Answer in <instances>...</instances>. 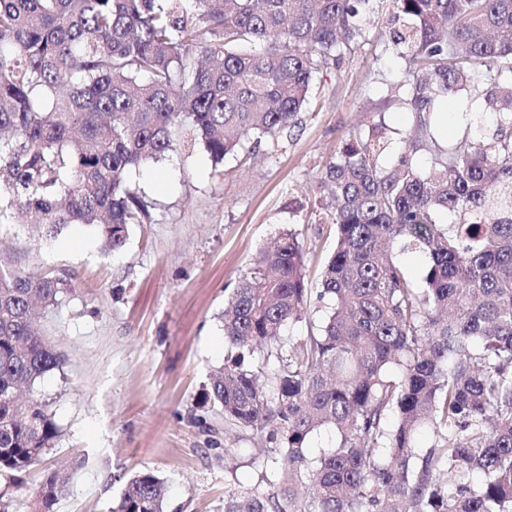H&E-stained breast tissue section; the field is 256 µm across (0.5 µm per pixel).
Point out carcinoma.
I'll list each match as a JSON object with an SVG mask.
<instances>
[{
	"mask_svg": "<svg viewBox=\"0 0 512 512\" xmlns=\"http://www.w3.org/2000/svg\"><path fill=\"white\" fill-rule=\"evenodd\" d=\"M374 2L0 0V224L47 237L93 225L119 251L150 218L129 169L166 159L181 130L216 166L288 133L322 68L368 41ZM384 2L412 125L397 151L385 123L356 130L328 165L336 239L317 306L288 229L224 305L235 354L204 398L265 435L277 464L268 488L228 489L224 512H512V0ZM443 107L464 141H437ZM403 254L425 258L417 285ZM68 285L0 262V474L40 463L58 437L19 391L62 362L36 308ZM314 312L317 332L290 343L284 329ZM258 351L278 363L266 385L245 363ZM321 429L335 443L311 458ZM423 429L434 442L420 452ZM64 491L48 476L33 512ZM166 493L140 471L112 512H164Z\"/></svg>",
	"mask_w": 512,
	"mask_h": 512,
	"instance_id": "carcinoma-1",
	"label": "carcinoma"
}]
</instances>
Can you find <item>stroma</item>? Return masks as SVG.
Returning a JSON list of instances; mask_svg holds the SVG:
<instances>
[{
  "label": "stroma",
  "mask_w": 512,
  "mask_h": 512,
  "mask_svg": "<svg viewBox=\"0 0 512 512\" xmlns=\"http://www.w3.org/2000/svg\"><path fill=\"white\" fill-rule=\"evenodd\" d=\"M386 20L378 8L368 42L319 74L290 136L219 167L184 144L132 170L151 217L129 225L119 252L103 254L92 226L47 239L31 224H0V254L14 269L72 287L41 315L62 362L34 386L60 433L41 464L0 476L9 512H31L57 469L69 483L56 512H111L127 479L147 469L168 484L165 512H224L225 490L261 485L275 466L262 437L202 399L229 354L224 302L286 229L297 231L317 287L336 234L322 185L329 162L355 129L381 121L396 142L407 132L410 116L387 91L399 62L378 39Z\"/></svg>",
  "instance_id": "stroma-1"
}]
</instances>
